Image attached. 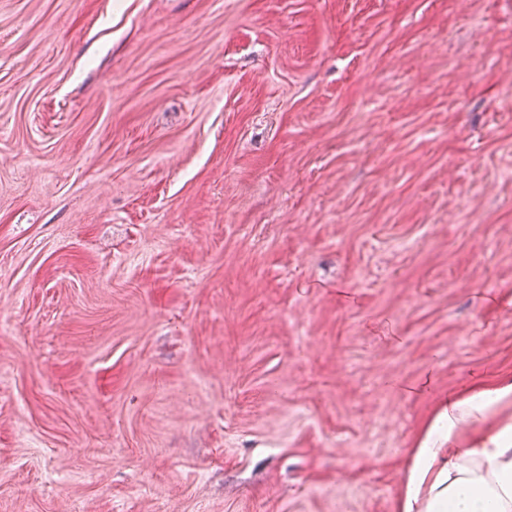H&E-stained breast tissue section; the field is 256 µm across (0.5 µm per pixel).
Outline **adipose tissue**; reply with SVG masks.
I'll return each instance as SVG.
<instances>
[{
    "label": "adipose tissue",
    "mask_w": 512,
    "mask_h": 512,
    "mask_svg": "<svg viewBox=\"0 0 512 512\" xmlns=\"http://www.w3.org/2000/svg\"><path fill=\"white\" fill-rule=\"evenodd\" d=\"M512 400V379L447 401L414 449L399 512H512V423L458 442L459 429Z\"/></svg>",
    "instance_id": "1"
}]
</instances>
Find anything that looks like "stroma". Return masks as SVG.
Listing matches in <instances>:
<instances>
[{
  "label": "stroma",
  "instance_id": "1",
  "mask_svg": "<svg viewBox=\"0 0 512 512\" xmlns=\"http://www.w3.org/2000/svg\"><path fill=\"white\" fill-rule=\"evenodd\" d=\"M512 378V0H0V512H399Z\"/></svg>",
  "mask_w": 512,
  "mask_h": 512
}]
</instances>
